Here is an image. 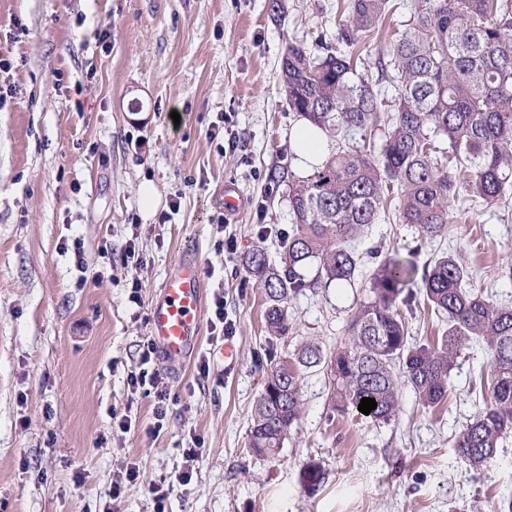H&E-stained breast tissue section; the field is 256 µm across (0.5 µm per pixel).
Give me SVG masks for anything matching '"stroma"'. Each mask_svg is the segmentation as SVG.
Returning <instances> with one entry per match:
<instances>
[{
  "label": "stroma",
  "mask_w": 512,
  "mask_h": 512,
  "mask_svg": "<svg viewBox=\"0 0 512 512\" xmlns=\"http://www.w3.org/2000/svg\"><path fill=\"white\" fill-rule=\"evenodd\" d=\"M0 0V512H154L150 489L169 488L167 512H491L512 492V435L481 469L454 447L491 380L483 345L464 349L447 403L419 404L400 389V411L377 424L332 413L325 371H305L303 414L283 448H248L264 378L293 361L306 340L335 349L363 299L366 275L397 255L425 271L451 254L471 285L512 305V194L455 207L448 229L420 236L398 214L372 225L355 247L357 287L319 288L288 304V333L265 321L247 257L279 262L292 224L288 183L300 118L280 89L289 44H336L337 0ZM364 51L384 114L395 91L376 68L403 33L414 0ZM224 132L211 138L214 124ZM152 182L159 204L138 196ZM244 198L224 211V190ZM231 240L232 253L217 247ZM135 243L134 257L125 248ZM81 247L88 269L75 263ZM204 267L201 342L179 371L163 370L171 404L159 433L152 398L133 391L149 338L150 308L182 253ZM139 276V303L129 300ZM223 292L238 351L225 368L211 334L213 295ZM209 374H200V361ZM128 416L130 429L114 424ZM201 442L187 461L183 449ZM320 462L316 489L300 472ZM139 478L112 494L127 463ZM191 470L189 485L177 476Z\"/></svg>",
  "instance_id": "1"
}]
</instances>
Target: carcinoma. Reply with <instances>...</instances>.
Segmentation results:
<instances>
[{"mask_svg":"<svg viewBox=\"0 0 512 512\" xmlns=\"http://www.w3.org/2000/svg\"><path fill=\"white\" fill-rule=\"evenodd\" d=\"M346 20L336 40L369 47L392 9L391 0H346ZM378 64L391 70L397 109L379 128L380 96L352 57L329 46H288L280 64L289 108L333 137L343 131L310 175L288 184L292 233L280 264L261 250L247 258L263 286L266 322L288 334V301L306 288L352 286L361 259L354 241L394 206L405 224L427 237L448 229L457 202H491L512 185V13L501 0H415L401 37ZM383 132L374 151L376 131ZM448 142L439 163L437 138ZM355 145H350V142ZM416 268L396 256L369 278V289L352 313L334 352L316 342L300 345L296 363L271 367L255 407L249 448L271 457L283 448L300 419L302 370L321 366L330 375L332 410L358 412L375 399L367 418L388 422L400 407L399 382L419 402L437 408L448 399L449 379L461 351L483 344L493 377L484 406L455 439L460 463L480 468L512 433V307L468 291L469 271L453 255L436 258L422 277L424 303L446 317L448 327L429 341H410L400 305L415 285ZM302 483L324 479L320 463L307 462Z\"/></svg>","mask_w":512,"mask_h":512,"instance_id":"1","label":"carcinoma"}]
</instances>
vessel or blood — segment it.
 <instances>
[{
  "label": "vessel or blood",
  "mask_w": 512,
  "mask_h": 512,
  "mask_svg": "<svg viewBox=\"0 0 512 512\" xmlns=\"http://www.w3.org/2000/svg\"><path fill=\"white\" fill-rule=\"evenodd\" d=\"M203 285V266L189 254L175 260L160 285L151 307L149 336L168 369L184 367L199 345Z\"/></svg>",
  "instance_id": "vessel-or-blood-1"
}]
</instances>
